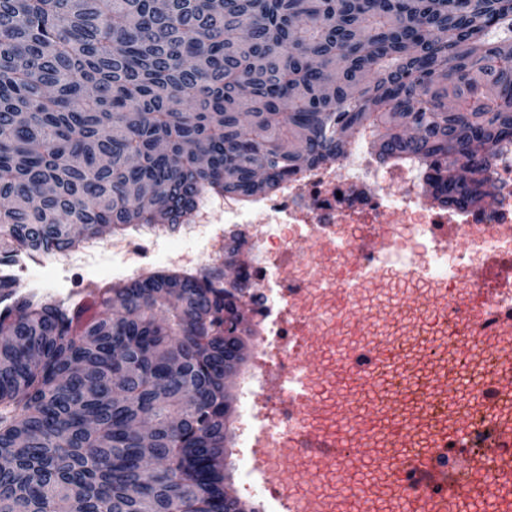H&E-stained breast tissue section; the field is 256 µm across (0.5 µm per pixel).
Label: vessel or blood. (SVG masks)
Wrapping results in <instances>:
<instances>
[{"label":"vessel or blood","instance_id":"vessel-or-blood-1","mask_svg":"<svg viewBox=\"0 0 512 512\" xmlns=\"http://www.w3.org/2000/svg\"><path fill=\"white\" fill-rule=\"evenodd\" d=\"M388 245L387 227L371 225L356 248L372 263ZM468 272L461 288L409 295L392 310L344 314L329 360L325 339L308 327L295 378L271 373L267 384L301 426L281 439L270 482L296 486L275 512H512L499 490L512 483V314L490 300L512 273ZM459 320L458 330L423 336L425 319ZM479 348L498 369L464 388L449 374L459 352Z\"/></svg>","mask_w":512,"mask_h":512}]
</instances>
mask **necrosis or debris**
<instances>
[{
    "mask_svg": "<svg viewBox=\"0 0 512 512\" xmlns=\"http://www.w3.org/2000/svg\"><path fill=\"white\" fill-rule=\"evenodd\" d=\"M427 175L422 161L405 158L383 168L372 155L358 148L340 161L312 166L304 175L284 182L277 195L255 200L244 210L223 196L202 195L183 228L191 232L199 227L220 226L208 250L175 252L158 264L139 244L138 234L129 233L105 244L92 240L80 250L55 253L51 263L72 269L109 249L121 256L119 276L127 281L145 278L161 267L199 274L223 262L227 240L237 239L242 246L240 272L250 286L247 322L251 335L261 337L265 345L262 362L247 365L239 375L243 408L235 420L238 460L249 475L256 477L261 464L278 458L279 437L298 424L297 416L277 413L276 400L268 397L262 386L265 370L289 369L304 350L300 341L287 339L276 321L283 306L278 288L283 266H290L299 285L332 296V303H317L309 319L315 328L329 329L336 324L334 301L346 298L348 288L343 275L318 262L317 254L326 243L339 238L353 244L370 225H390L388 271L393 278L432 287L448 284L450 272L465 273L490 254L512 246V235L496 230L498 224L512 222V150L498 153L491 163L490 175L499 190V202L491 212L475 206L426 209L422 186ZM258 223L302 224L307 233L288 239L279 250L269 251L260 240L250 237ZM436 224L453 225L458 245L449 246L444 255L434 250L426 257H417L418 246L432 238ZM263 444L268 450L260 458L256 450Z\"/></svg>",
    "mask_w": 512,
    "mask_h": 512,
    "instance_id": "4bbe7bcc",
    "label": "necrosis or debris"
}]
</instances>
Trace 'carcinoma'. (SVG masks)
Returning <instances> with one entry per match:
<instances>
[{
	"label": "carcinoma",
	"instance_id": "cac0c4a2",
	"mask_svg": "<svg viewBox=\"0 0 512 512\" xmlns=\"http://www.w3.org/2000/svg\"><path fill=\"white\" fill-rule=\"evenodd\" d=\"M367 133L481 203L512 138V0H0V264L173 231L202 193L250 202ZM247 289L212 266L71 304L0 279V512H255L224 471Z\"/></svg>",
	"mask_w": 512,
	"mask_h": 512
}]
</instances>
